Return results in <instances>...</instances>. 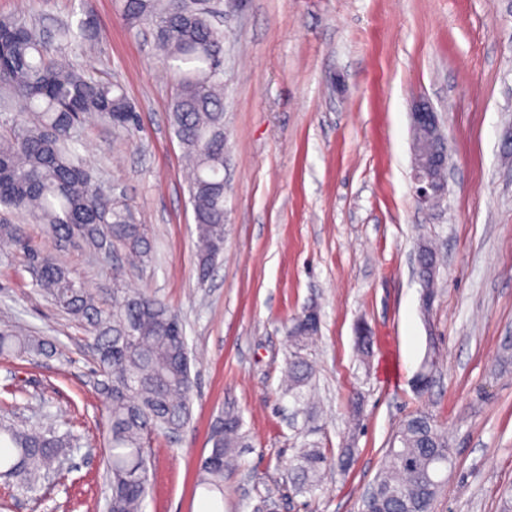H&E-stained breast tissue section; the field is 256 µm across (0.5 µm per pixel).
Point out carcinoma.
Returning a JSON list of instances; mask_svg holds the SVG:
<instances>
[{
	"label": "carcinoma",
	"instance_id": "1",
	"mask_svg": "<svg viewBox=\"0 0 512 512\" xmlns=\"http://www.w3.org/2000/svg\"><path fill=\"white\" fill-rule=\"evenodd\" d=\"M120 18L133 30L148 27L163 62L179 74L170 124L187 162V187L196 226L198 277L205 280L224 252V79L218 64L224 30L212 21L209 0H120ZM59 43L83 48L94 39L87 22L58 30ZM20 111L10 112L12 103ZM0 205L42 224L55 243L98 253L122 251L129 262L151 258L145 228L133 223L126 205L97 190L93 168L77 152L78 132L90 116L121 128L138 123L123 88L94 77L65 55L48 51L44 30L32 18L0 17ZM0 238L20 251L35 283L53 304L93 333L100 391L107 408L109 512H143L149 493L145 448L152 435H175L192 417L191 357L183 325L161 300L121 287L112 269V302L97 300L85 284L31 240L22 224H0ZM424 306L436 290L433 245L419 247ZM313 333L305 316L289 330L302 347ZM45 343L22 332L0 333V355L32 358ZM312 370L300 356L288 362L284 391L308 405ZM242 418L226 413L214 424L211 449L199 468L198 486L218 509L224 474L247 435ZM0 476L20 493H36L39 480L60 475L66 437L49 429L20 428L0 420ZM384 470L365 497L363 512H434L452 469L448 429L416 412L399 424ZM328 455L311 445L292 464L295 490L315 494Z\"/></svg>",
	"mask_w": 512,
	"mask_h": 512
}]
</instances>
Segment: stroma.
<instances>
[{"label":"stroma","mask_w":512,"mask_h":512,"mask_svg":"<svg viewBox=\"0 0 512 512\" xmlns=\"http://www.w3.org/2000/svg\"><path fill=\"white\" fill-rule=\"evenodd\" d=\"M47 27L92 18L100 50L85 59L117 82L138 113L128 129L87 122L79 152L104 194L145 225V266L124 287L179 316L194 366L192 419L151 440L144 512H208L197 488L215 420L241 416L248 445L224 478V512H362L405 416L448 429L454 467L435 512H496L512 484V0H244L227 18L224 253L199 281L182 151L169 123L177 77L150 30L131 31L119 0H0V16ZM430 103L448 137L446 194L421 206L410 112ZM27 233L104 297L111 261ZM440 253L439 288L421 309L418 251ZM316 310L304 351L312 411L281 389L292 319ZM371 331L368 353L356 340ZM43 338L47 354L0 356V407L19 425L44 424L77 443L71 470L8 512H106V409L85 326L35 285L21 254L0 241V331ZM432 360V386L415 376ZM310 443L352 451L329 466L317 497L296 493L290 463Z\"/></svg>","instance_id":"obj_1"}]
</instances>
